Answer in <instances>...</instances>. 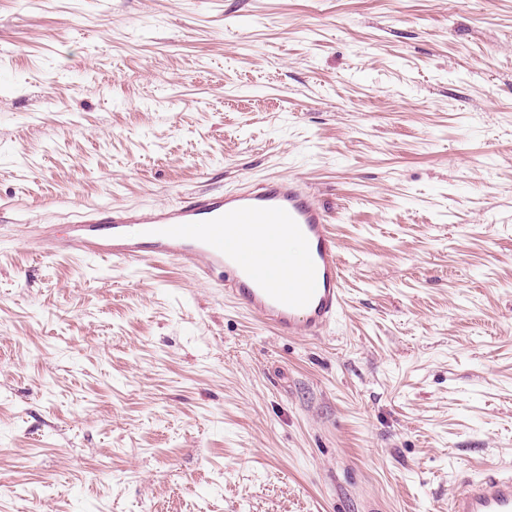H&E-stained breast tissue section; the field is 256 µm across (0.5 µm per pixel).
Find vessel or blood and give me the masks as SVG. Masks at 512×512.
<instances>
[{
    "label": "vessel or blood",
    "mask_w": 512,
    "mask_h": 512,
    "mask_svg": "<svg viewBox=\"0 0 512 512\" xmlns=\"http://www.w3.org/2000/svg\"><path fill=\"white\" fill-rule=\"evenodd\" d=\"M246 224L265 240L264 250L244 244ZM285 236L302 246V256L280 248ZM19 241L107 256L119 265L171 260L193 267L200 279L218 280L262 323L288 336L322 335L343 305L337 239L325 209L295 177L232 192H193L147 212L116 204L88 208L75 216L66 237L49 225L28 224ZM448 512H512V474L462 479Z\"/></svg>",
    "instance_id": "vessel-or-blood-1"
}]
</instances>
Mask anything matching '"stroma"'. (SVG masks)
Masks as SVG:
<instances>
[{
  "instance_id": "obj_1",
  "label": "stroma",
  "mask_w": 512,
  "mask_h": 512,
  "mask_svg": "<svg viewBox=\"0 0 512 512\" xmlns=\"http://www.w3.org/2000/svg\"><path fill=\"white\" fill-rule=\"evenodd\" d=\"M305 180L345 300L16 241ZM512 473V0H0V512H448Z\"/></svg>"
}]
</instances>
